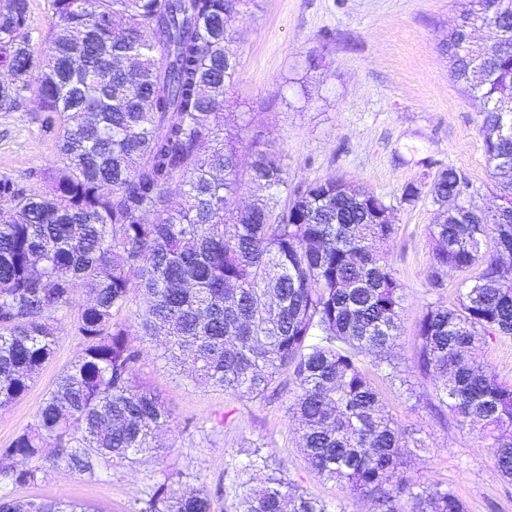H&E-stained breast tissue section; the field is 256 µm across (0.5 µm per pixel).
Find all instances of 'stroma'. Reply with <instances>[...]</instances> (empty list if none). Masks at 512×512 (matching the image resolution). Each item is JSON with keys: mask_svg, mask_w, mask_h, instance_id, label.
Masks as SVG:
<instances>
[{"mask_svg": "<svg viewBox=\"0 0 512 512\" xmlns=\"http://www.w3.org/2000/svg\"><path fill=\"white\" fill-rule=\"evenodd\" d=\"M456 18L454 0H248L234 21L240 65L224 110L249 113L251 134L274 146L292 183L335 175L390 207L395 232L383 249L404 285L400 330L387 361L368 356L364 367L404 433L417 484L454 491L468 512H512V481L497 474L490 439L459 426L435 398L437 380L418 367L420 318L428 304H453L465 275L448 272L443 288L430 287L436 207L425 190L405 202L404 189L453 166L474 184L472 207H486L494 191L480 103L451 79L442 47ZM46 117L30 91L17 109L0 111V178L21 182L59 164L58 132ZM83 300L74 292L55 353L30 389L0 408V451L33 423L57 375L81 351L72 317ZM133 343L138 380L171 412L159 452L95 477L50 466L36 482L13 484L14 498L135 512L164 483L204 487L214 494L213 512H238L246 477L234 464L256 452L277 476L340 512H381L375 498L351 494L303 459L289 391L252 400L197 385L167 364L156 342L137 336Z\"/></svg>", "mask_w": 512, "mask_h": 512, "instance_id": "35a3bbf8", "label": "stroma"}]
</instances>
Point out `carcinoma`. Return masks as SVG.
<instances>
[{"label": "carcinoma", "mask_w": 512, "mask_h": 512, "mask_svg": "<svg viewBox=\"0 0 512 512\" xmlns=\"http://www.w3.org/2000/svg\"><path fill=\"white\" fill-rule=\"evenodd\" d=\"M233 0H52L44 48L29 34V0H0V111L33 89L58 125L61 164L35 169L39 187L0 179V408L23 396L53 357L58 312L74 290L83 348L45 395L35 423L3 456L31 483L41 463L95 476L157 450L170 413L135 376L139 352L117 319L142 296L136 335L164 337L162 356L191 380L257 399L288 373L299 450L321 476L377 496L383 512H467L441 487L404 475L403 433L362 368L397 337L403 284L374 242L394 234L380 197L336 176L293 185L271 148L224 123L237 77ZM448 30L450 74L483 102L480 132L498 203L460 199L455 167L429 186L443 221L430 229L429 285L449 269L477 271L449 306H427L419 368L462 425L492 439L496 472L512 480V385L473 359L489 337L512 336V0H459ZM494 27L497 48L472 41ZM252 161H239L238 143ZM265 194L243 207L240 193ZM53 444V457L44 448ZM268 468L255 453L247 473ZM203 489L160 485L138 512H212ZM241 512H331L275 476L247 489ZM0 512H93L64 500L20 501L0 487Z\"/></svg>", "instance_id": "1"}]
</instances>
